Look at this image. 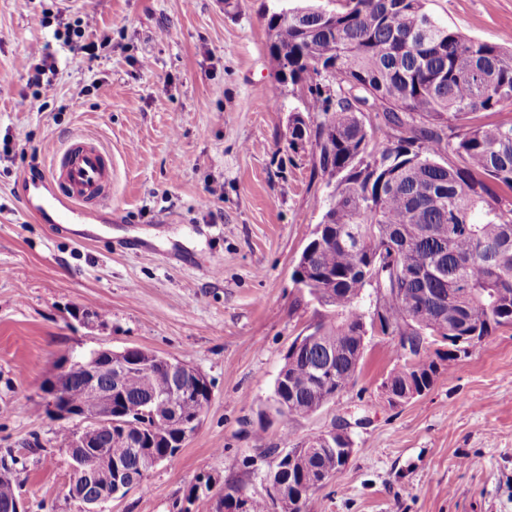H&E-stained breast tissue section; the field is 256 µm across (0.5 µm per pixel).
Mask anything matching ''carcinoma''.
Instances as JSON below:
<instances>
[{"mask_svg":"<svg viewBox=\"0 0 512 512\" xmlns=\"http://www.w3.org/2000/svg\"><path fill=\"white\" fill-rule=\"evenodd\" d=\"M271 67L303 109L292 113L288 148H312L313 172L333 190L320 225L302 251L292 279L327 313L313 332L320 342L288 351L276 380L275 416L306 419L336 399L360 367L367 335L359 306L377 277L390 279L376 306L382 334L406 319L422 337L415 359L391 373L400 389H431L440 370L458 360L457 336L479 343L512 326V121L476 124L473 115L512 104V52L436 22L425 0H308L266 14ZM392 130L385 142L367 121ZM505 194L485 197L484 179ZM392 258L382 274L379 256ZM420 277L409 279L404 271ZM448 350L427 354L428 342ZM333 375L314 377L327 356ZM83 356L69 369L68 404L93 403ZM190 392L183 419L197 416L211 397L207 383L184 372ZM177 383L162 363L136 367L112 387V424L84 429L87 458L77 492L87 499L110 482L90 448L120 457L125 483H142L148 459L172 456L183 442L168 396ZM130 438L136 450L114 444ZM290 442L279 464L285 498L244 497L228 486L233 512H305L317 481L345 466L322 446ZM0 456V512H14V465Z\"/></svg>","mask_w":512,"mask_h":512,"instance_id":"cac0c4a2","label":"carcinoma"}]
</instances>
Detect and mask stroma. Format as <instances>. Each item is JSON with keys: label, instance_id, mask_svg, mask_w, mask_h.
<instances>
[{"label": "stroma", "instance_id": "35a3bbf8", "mask_svg": "<svg viewBox=\"0 0 512 512\" xmlns=\"http://www.w3.org/2000/svg\"><path fill=\"white\" fill-rule=\"evenodd\" d=\"M296 0H0V454L19 460L27 512H84L69 493L60 422L40 404L58 359L139 347L188 364L211 386L197 433L104 512H213L202 475L265 492L266 449L337 418L354 454L308 512H512V328L440 373L425 395L393 406L379 387L402 361L394 337L370 333L353 384L304 420L261 427L284 356L322 309L292 272L328 189L312 151L288 147L298 101L276 77L265 15ZM439 23L503 42L512 0H427ZM92 15L70 51L59 23ZM53 65L51 87L33 68ZM112 164L120 224L52 232L25 215L19 176L44 168L76 134ZM220 186L224 195H209ZM106 308L104 321L92 318ZM42 450L31 452L32 437ZM64 32L58 30L57 35H63L64 42L70 47L71 50L77 53L88 54L91 58L97 57L96 51L99 48H104L111 41L109 35L104 34L99 44L96 41L82 42L81 26L73 27L69 23H63ZM76 38V39H75Z\"/></svg>", "mask_w": 512, "mask_h": 512}]
</instances>
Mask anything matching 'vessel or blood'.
<instances>
[{
    "label": "vessel or blood",
    "instance_id": "vessel-or-blood-1",
    "mask_svg": "<svg viewBox=\"0 0 512 512\" xmlns=\"http://www.w3.org/2000/svg\"><path fill=\"white\" fill-rule=\"evenodd\" d=\"M111 184L112 168L103 148L84 138L63 145L40 176H20L16 191L25 213L40 223L93 225L106 216L122 219L121 210L106 201Z\"/></svg>",
    "mask_w": 512,
    "mask_h": 512
}]
</instances>
